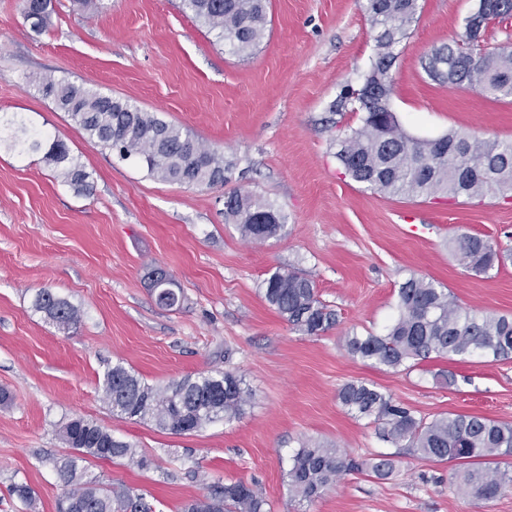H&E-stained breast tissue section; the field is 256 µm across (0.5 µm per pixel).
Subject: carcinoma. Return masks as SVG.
Here are the masks:
<instances>
[{"label":"carcinoma","instance_id":"obj_1","mask_svg":"<svg viewBox=\"0 0 512 512\" xmlns=\"http://www.w3.org/2000/svg\"><path fill=\"white\" fill-rule=\"evenodd\" d=\"M183 9L229 40L233 53L252 52L265 35L266 0H181ZM418 0H363V10L375 32L376 58L370 73L392 92L389 63L397 59L395 47L418 12ZM24 18L31 27L46 28L53 0H22ZM434 81L450 86L467 84L487 98H512V52L492 51L472 57L467 41L434 50L425 66ZM38 91L89 136L130 158L149 175L186 185L224 184L231 163L204 147L179 127L109 94L65 80L46 77ZM335 112H361V125L337 138L336 157L344 175L391 196L430 198L446 194L457 200H482L493 193L512 200V141H485L455 134L433 140L409 136L393 112H382L363 97H339ZM48 146L45 159L55 165L64 182L90 191V174L72 163L65 145L49 141L23 125L16 128L12 146L38 150ZM224 218L241 235L255 241L275 237L284 228L282 216L271 205L246 193H233L224 202ZM457 260L468 271L483 275L500 265L505 254L487 239L462 233L454 241ZM265 300L293 328L319 335L338 322L335 310L320 299L315 283L294 271L276 270L264 280ZM398 315L381 334L350 333L343 339L348 355L390 369L410 370L431 358L477 355L489 362L512 359V316L482 314L457 304L433 281L412 275L399 284ZM35 310L57 325L80 322V312L48 289L34 298ZM104 400L112 413L152 424L172 434L198 432L206 426L242 418L248 392L238 374L226 369L200 373L164 387L147 382L118 363L104 372ZM340 403L357 419L375 426L378 438L395 448H410L424 458L455 463L453 484L478 500L497 498L512 488V471L490 467L512 457V424L465 414H444L427 421L412 408L395 401L377 385L350 381L338 391ZM60 436L75 454L54 461L63 491L57 512H155L145 497L122 485L106 486L82 462L89 458L124 460L145 468L147 457L133 444L107 428L81 416L70 418ZM395 461L380 453L358 463L345 451L306 439L291 455L290 491L300 501L314 502L348 471L367 470L378 478L393 472ZM11 493L31 508L34 490L16 483ZM267 500L250 485L216 479L207 493L182 505L180 512H271Z\"/></svg>","mask_w":512,"mask_h":512}]
</instances>
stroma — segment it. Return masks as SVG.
Returning a JSON list of instances; mask_svg holds the SVG:
<instances>
[{
	"label": "stroma",
	"mask_w": 512,
	"mask_h": 512,
	"mask_svg": "<svg viewBox=\"0 0 512 512\" xmlns=\"http://www.w3.org/2000/svg\"><path fill=\"white\" fill-rule=\"evenodd\" d=\"M478 0H419L417 19L392 69V110L403 129L433 139L456 131L512 141V99L431 80L422 63L453 43ZM362 0H270L252 55L227 44L179 0H54L45 30L31 28L21 0H0V117L61 140L89 173L90 192L58 179L43 151L0 146V512H24L12 484L56 512L53 459L68 455L62 422L81 416L133 443L150 459L90 460L106 484L144 494L155 512H179L214 479L259 490L271 512H512V490L481 501L452 489L453 464L392 448L339 403L347 382L375 383L433 418L445 413L512 423V359L433 358L393 370L351 358L346 334L382 332L397 314V289L416 275L458 304L512 316V259L488 274L463 268L460 233L512 249V204L389 197L345 176L339 132L360 113L331 107L359 86L375 59ZM83 83L181 126L231 168L221 186L150 176L91 139L36 87L39 77ZM250 193L286 218L280 236L242 237L224 221V199ZM166 269L183 301L156 304L149 272ZM311 278L339 322L318 336L292 329L265 300L270 271ZM79 309L64 329L33 309L40 289ZM122 363L151 384L230 369L250 396L239 421L184 435L113 414L101 389ZM315 439L362 461L393 453L385 479L350 472L313 504L294 500L289 459Z\"/></svg>",
	"instance_id": "obj_1"
}]
</instances>
